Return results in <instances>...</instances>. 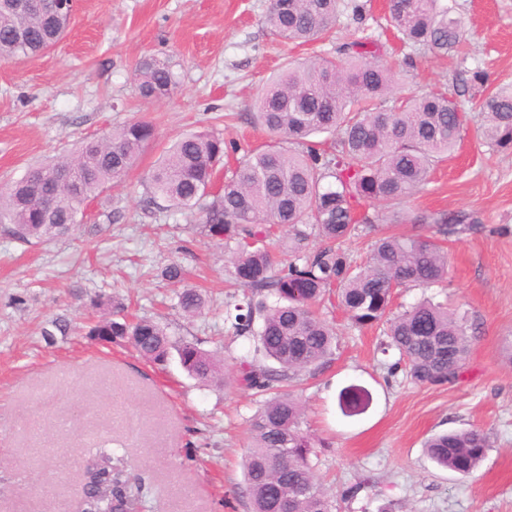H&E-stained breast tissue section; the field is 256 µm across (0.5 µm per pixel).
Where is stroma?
<instances>
[{
    "label": "stroma",
    "mask_w": 512,
    "mask_h": 512,
    "mask_svg": "<svg viewBox=\"0 0 512 512\" xmlns=\"http://www.w3.org/2000/svg\"><path fill=\"white\" fill-rule=\"evenodd\" d=\"M354 2L360 14L341 11L332 39L298 46L267 27L270 0H79L54 47L0 58V189L83 139L137 121L155 129L69 236L25 243L0 229V512H73L82 463L104 449L122 457L138 512H250L241 457L261 397L235 375L257 343L225 319L227 257L199 213L147 206L153 168L176 140L203 131L234 144L218 172L229 177L240 153L270 141L251 122L270 78L356 39L400 60V94L456 90L477 67L492 83L512 82V0H443L465 30L462 47L445 54L402 46L386 0ZM145 56L172 61L179 84L170 97L140 98L134 74ZM461 101L468 125L455 152L403 208L478 222L447 244V287L398 289L392 311L431 297L466 314L476 338L455 382L417 384L397 367V351L382 352V328L354 327L326 305L335 356L295 392L306 427L329 443L315 473L338 512H512V150H492L477 132V99ZM171 264L184 270L182 287L205 297L201 315L172 308L175 285L161 275ZM98 295L217 352L227 386L199 385L178 361L151 364L126 342L95 340L89 331L108 313L91 307ZM55 320L68 329L50 344L42 332ZM351 384L370 390L372 403L347 417L338 394ZM471 426L491 441L472 476L431 462L427 437Z\"/></svg>",
    "instance_id": "obj_1"
}]
</instances>
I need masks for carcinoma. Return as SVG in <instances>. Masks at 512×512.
Here are the masks:
<instances>
[{
	"label": "carcinoma",
	"instance_id": "carcinoma-1",
	"mask_svg": "<svg viewBox=\"0 0 512 512\" xmlns=\"http://www.w3.org/2000/svg\"><path fill=\"white\" fill-rule=\"evenodd\" d=\"M340 0H271L265 22L272 34L306 44L331 33ZM399 39L411 47L446 53L462 42L460 18L439 0H392ZM70 18L40 11L21 13L13 0H0V58L36 56L54 46ZM169 61L145 57L138 63V93L161 100L177 87ZM395 72L379 57L373 40H354L334 57L290 64L275 74L253 104L252 118L272 136L246 154L224 180L222 193L209 195L224 160V139L191 133L175 141L153 170L147 202L163 200L202 214L204 231L224 241L229 275L245 291L235 305L233 328L254 336L269 366L243 361L241 386L276 394L249 419L251 444L243 457L245 491L252 512H337L336 500L318 482L313 458L328 441L303 428L304 409L280 388L312 377L332 362L334 329L316 309L334 290L350 323L358 328L387 325L383 350L395 349L417 384L458 379L476 339L467 319L431 299L390 316L394 290L441 285L447 280L443 242L471 229L465 212L439 211L408 216L402 204L427 181L432 167L448 156L461 136L465 115L457 99L441 90L397 96ZM467 88L481 94V135L496 150H512V84L488 89V74L470 71ZM318 133L336 136L326 152L307 140ZM154 138L148 122L112 129L82 142L66 160L30 168L0 191V224L12 225L30 242L62 237L80 223L84 203L120 179ZM70 174L67 183L61 172ZM404 224H426L431 234L381 235L363 263L343 245L383 222L382 213ZM320 239L310 245L311 237ZM177 306L202 313L203 295L186 288ZM123 303L112 302V317L99 320L91 336L101 342H128L138 355L165 364L176 353L181 367L199 384L224 385L214 354L198 342L174 340L162 324L127 320ZM369 390L350 385L339 393L346 416L366 411ZM488 435L471 427L431 438L428 457L463 478L485 460ZM84 512H124L132 501L123 462L100 451L84 462Z\"/></svg>",
	"mask_w": 512,
	"mask_h": 512
}]
</instances>
